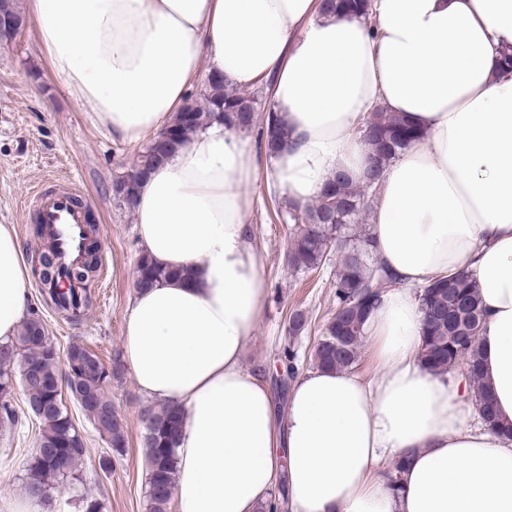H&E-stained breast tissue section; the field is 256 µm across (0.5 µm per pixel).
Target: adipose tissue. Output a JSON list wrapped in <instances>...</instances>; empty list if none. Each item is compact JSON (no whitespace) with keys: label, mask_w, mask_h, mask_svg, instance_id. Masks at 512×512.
I'll return each instance as SVG.
<instances>
[{"label":"adipose tissue","mask_w":512,"mask_h":512,"mask_svg":"<svg viewBox=\"0 0 512 512\" xmlns=\"http://www.w3.org/2000/svg\"><path fill=\"white\" fill-rule=\"evenodd\" d=\"M52 73L129 143L158 135L201 68L268 82L289 140L266 171L294 205L329 177L363 178L374 106L420 133L383 170L369 235L398 281L366 324L378 371L314 369L277 433L266 379L242 365L267 288L247 221L261 177L223 122L192 133L141 180L135 231L175 278L137 289L125 360L151 404L181 413L174 512H257L287 480L292 512H512V0H373L377 28L319 0H28ZM473 275L487 321L485 387L502 426L476 423L465 378L422 367L411 293ZM29 270L0 224V342L26 314ZM403 460L399 490L386 465Z\"/></svg>","instance_id":"ef3b65f1"}]
</instances>
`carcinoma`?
Here are the masks:
<instances>
[{"label": "carcinoma", "instance_id": "obj_1", "mask_svg": "<svg viewBox=\"0 0 512 512\" xmlns=\"http://www.w3.org/2000/svg\"><path fill=\"white\" fill-rule=\"evenodd\" d=\"M322 9L338 15L367 16V0H324ZM258 100L227 85L220 77L206 86L202 101H190L179 112L170 129L175 135L162 146L151 141L139 154L133 171L124 177L123 191L128 205L135 203L139 179L168 153L178 148L191 133L214 120L239 132L262 124V137L268 155L278 153L288 141L274 113L261 117ZM416 137L414 128L400 115L379 109L372 113L363 130L370 147L364 182L353 183L338 174L328 180L320 197L300 209L293 204L277 206V216L294 223L288 244V264L294 271L312 272L323 267L336 254L334 280L336 308L328 318L323 334L313 347L311 358L317 368L343 370L356 367L367 320L379 297L394 284L391 276L374 260L368 236L354 232V225L365 220L366 193L377 185L382 170ZM40 288L56 311L67 319H77L91 304L89 288L96 265L88 259L67 272L70 292H52L59 279L56 255L37 256ZM140 279L136 287L163 284L185 275L157 266L145 253L137 260ZM424 315L421 364L442 374L454 370L465 373L481 419L491 430L499 429V419L483 386L479 336L484 314L479 287L464 273L440 277L417 292ZM19 351L15 361L0 371V427L13 426L14 383L25 392V411L38 421L40 451L32 458L28 491L43 498L50 483L75 470L85 455L87 442L65 403L69 396L93 429L103 437L111 453L119 455L127 447L121 418L112 402L110 385L114 373L93 350L71 345L60 353L48 336L43 320L31 309L17 335L0 343V352ZM147 461V500L149 512H169L177 474L174 448L179 432V412L172 405L148 407L142 416Z\"/></svg>", "mask_w": 512, "mask_h": 512}]
</instances>
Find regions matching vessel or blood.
<instances>
[{
    "label": "vessel or blood",
    "instance_id": "vessel-or-blood-1",
    "mask_svg": "<svg viewBox=\"0 0 512 512\" xmlns=\"http://www.w3.org/2000/svg\"><path fill=\"white\" fill-rule=\"evenodd\" d=\"M78 195L74 188L42 193L34 211V220L42 228V238L55 249L58 269L62 272L83 259L87 213L78 204Z\"/></svg>",
    "mask_w": 512,
    "mask_h": 512
}]
</instances>
